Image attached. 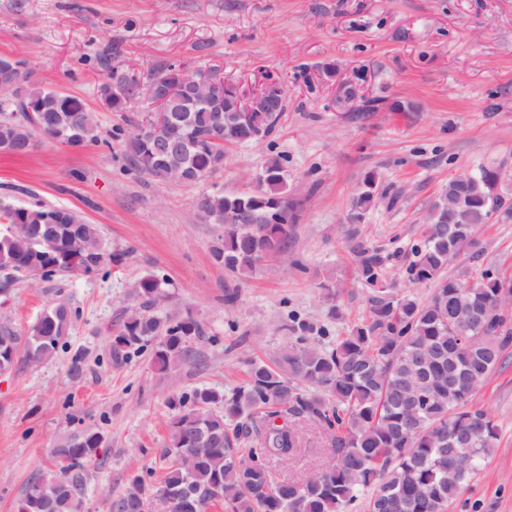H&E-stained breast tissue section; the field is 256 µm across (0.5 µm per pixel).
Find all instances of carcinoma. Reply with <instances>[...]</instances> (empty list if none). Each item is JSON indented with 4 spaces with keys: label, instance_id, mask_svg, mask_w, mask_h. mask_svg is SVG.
Listing matches in <instances>:
<instances>
[{
    "label": "carcinoma",
    "instance_id": "1",
    "mask_svg": "<svg viewBox=\"0 0 512 512\" xmlns=\"http://www.w3.org/2000/svg\"><path fill=\"white\" fill-rule=\"evenodd\" d=\"M18 74L0 72V149L27 153L38 136L55 137L43 105L70 116L65 132L77 151L108 143L94 113L79 97L58 94ZM109 111L123 113L146 132L111 138L122 143L129 164L138 172L166 180L168 165L185 169V182L196 183L221 166L224 145L217 142L186 152L162 155L153 143L151 105L128 111L102 101ZM166 109L175 117L165 134L174 140L187 133L243 142L244 126L234 104L218 114L199 105L182 113L183 100L172 96ZM253 193H204L195 205L202 219L222 228L211 248L212 260L232 273L255 271L290 247L293 215L285 198L287 180L281 158L270 159ZM501 172L482 166L448 180V191L430 205L422 245L406 269L415 283L436 282L427 302L412 294L395 296L375 290L368 315L329 346L315 345L304 324L291 327L288 343L268 363L251 365L247 380L230 394L201 387L170 402V422L160 479L142 474L129 478L119 492L120 512H148L157 497L172 501V512H205L217 502L232 512H351L360 495L374 489L371 512H444L498 441V428L485 410L472 404L474 392L498 365L512 344V314L497 306L502 275L486 269L471 277L463 271L442 277L453 260L478 246L475 228L501 210L512 219V203L498 192ZM378 195L376 177L368 175L354 194L347 223L359 224ZM283 213L269 220L272 207ZM0 220L12 226L0 235V291L8 292L13 274L30 273L44 282L62 275H97L119 264L98 225L67 207L7 205ZM353 253L361 281L376 286L382 278L374 250L355 244ZM167 280L153 273L141 277L133 307L114 336L117 353L150 352L160 372L182 361L192 337L200 334L189 312L158 315L152 305L165 297ZM328 313L340 316L339 291L332 279L319 282ZM77 310L64 302L47 307L31 333L21 338L0 325V373L20 364L40 366L64 344ZM307 421L326 435L335 454L327 468L302 481L280 480L272 469L248 466L268 451L286 458L299 448L294 423ZM245 442L247 448L239 447ZM104 446L91 428L67 438L51 450L52 467L34 473L16 512H82L86 471Z\"/></svg>",
    "mask_w": 512,
    "mask_h": 512
}]
</instances>
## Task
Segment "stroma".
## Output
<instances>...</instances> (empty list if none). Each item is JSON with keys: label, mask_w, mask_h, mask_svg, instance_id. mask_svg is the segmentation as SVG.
Listing matches in <instances>:
<instances>
[{"label": "stroma", "mask_w": 512, "mask_h": 512, "mask_svg": "<svg viewBox=\"0 0 512 512\" xmlns=\"http://www.w3.org/2000/svg\"><path fill=\"white\" fill-rule=\"evenodd\" d=\"M0 55L24 62L30 80L84 100L105 133L123 123L101 104L113 67L179 62L238 86L272 79L285 91L274 131L226 145L222 166L197 183L139 173L117 143L76 152L40 138L28 154L0 153V206L74 209L124 255L107 276H23L0 294V323L22 337L52 302L79 313L52 361L0 376V512H14L51 448L87 427L105 445L88 468L84 512H108V496L130 475L162 473L170 399L242 384L251 362L287 341L293 320L327 343L364 319L370 291L356 276L354 242L378 249L386 288L424 302L434 282L409 283L404 271L449 179L495 164L512 191V0H0ZM344 82L380 100L379 110H348ZM277 155L295 215L288 255L250 275L230 273L211 259L220 230L195 201L253 189L252 175ZM369 174L382 193L364 223H347ZM477 238L478 255L463 266L512 274V224L490 218ZM149 272L169 281L163 310H189L202 328L166 373L149 354L112 350L129 295ZM327 275L345 285L339 319L320 298ZM473 403L500 438L445 512H512V347ZM331 461L323 434L305 424L299 451L271 467L296 480Z\"/></svg>", "instance_id": "stroma-1"}]
</instances>
